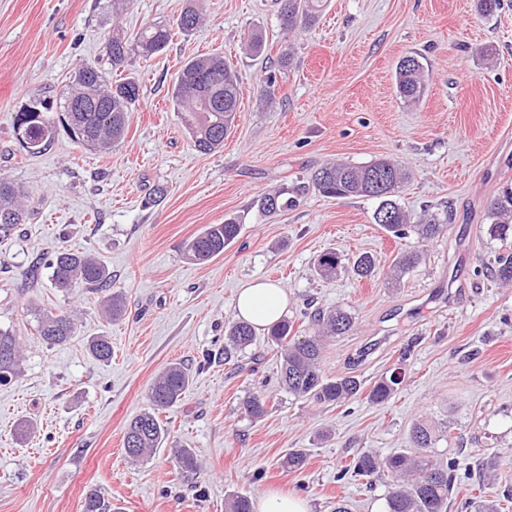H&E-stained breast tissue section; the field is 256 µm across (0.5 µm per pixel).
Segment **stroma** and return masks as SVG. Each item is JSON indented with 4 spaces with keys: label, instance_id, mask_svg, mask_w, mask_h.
Masks as SVG:
<instances>
[{
    "label": "stroma",
    "instance_id": "1",
    "mask_svg": "<svg viewBox=\"0 0 512 512\" xmlns=\"http://www.w3.org/2000/svg\"><path fill=\"white\" fill-rule=\"evenodd\" d=\"M185 2L132 0L116 21L108 0H0V176L22 187L30 212L0 242V329L23 350L19 374L0 384V512H83L92 490L114 512H224L229 495L268 489L306 499L311 512L341 500L350 512H383L385 477L341 484L336 473L363 452L411 447L417 422L433 430L435 456L457 462L450 512L485 499L512 512V285L485 276L512 251V238L489 237L486 220L488 201L512 188V0L487 16L478 0H325L311 29L288 35L277 0H200L191 35L134 62L140 102L119 144L102 153L62 135L25 152L13 128L23 105L69 91L113 28L175 26ZM254 28L268 43L259 58L244 49ZM208 53L237 70L241 108L223 148L202 154L170 94L185 59ZM407 55L428 76L416 105L396 90ZM379 158L408 171L405 209L450 216L405 274L394 273L400 245L374 224V200L312 189L285 213L251 209L326 162ZM243 212L222 255L186 259L205 225ZM60 248L106 265L122 318L107 319L88 286L55 288L48 263ZM330 250L371 254L375 276L318 275L314 261ZM254 280L287 290L286 318L300 333L313 330L310 309L350 312L351 330L326 342L325 376L352 373L368 388L400 367L394 397L335 407L289 395L262 329L225 361L236 295ZM40 310L73 315L72 339L47 347ZM96 335L109 337V361L88 354ZM172 361L187 366L190 384L159 415L162 448L132 460L125 427L149 409L150 385ZM254 394L268 399L258 419L243 407ZM180 444L196 453V475L180 472ZM292 450L307 455L297 472L282 465Z\"/></svg>",
    "mask_w": 512,
    "mask_h": 512
}]
</instances>
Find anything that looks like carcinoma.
Instances as JSON below:
<instances>
[{
  "label": "carcinoma",
  "instance_id": "cac0c4a2",
  "mask_svg": "<svg viewBox=\"0 0 512 512\" xmlns=\"http://www.w3.org/2000/svg\"><path fill=\"white\" fill-rule=\"evenodd\" d=\"M278 18L286 32L312 26L322 11V0H278ZM200 9L194 0L182 10L176 28L149 24L136 34L115 33L105 42L104 60L84 64L74 77V89L55 103L35 99L30 105L35 112L16 113L27 128L28 141L23 149L39 154L54 142L59 131L74 142L107 152L121 141L129 127L131 115L140 97L139 82L133 77L111 79L110 74L124 71L133 57L147 59L166 48L175 33L190 35L199 25ZM424 67L417 56L403 57L396 67V88L406 101L416 103L423 91ZM171 98L189 133L194 148L203 154L215 152L224 146V138L234 127L240 111L239 78L219 54L199 55L188 59L174 82ZM409 178L399 163L379 159L365 165L329 161L312 176L315 188L326 197H367L377 201L373 212L374 223L398 239L415 236L417 242L434 239L444 222L436 215L415 216L397 201L396 193ZM301 188L282 189L262 195L256 206L262 214L286 212L298 206ZM22 192L8 179L0 177V216L13 217L8 224L0 223V239L5 240L20 224L28 221L22 203ZM490 221L489 235L506 241L512 237V191L493 200L487 208ZM244 217L233 215L222 224H210L186 244L187 258L204 264L224 253V247L234 242L243 228ZM341 263L340 257L330 251L321 254L316 267L321 273H332ZM54 285L60 289L77 283L106 293L104 305L111 318L122 315L124 303L119 295L109 293V273L94 256L60 250L49 264ZM360 278L372 276L375 263L371 256L362 254L352 266ZM494 280L512 284V253L501 254L497 265L490 270ZM322 330L317 335L298 336L293 325L283 319L268 328V336L281 348L278 380L289 394L310 399L318 404L340 406L362 392V383L355 375L327 378L321 370L324 338L347 333L352 316L343 309L320 313ZM38 333L49 346L67 343L74 336L73 319L68 314L40 313ZM255 327L245 321L233 323L227 330L224 358L252 344ZM90 354L99 361L112 356V344L106 336H95L89 342ZM21 361L19 342L13 334L0 331V383L17 374ZM190 374L179 363L169 364L153 382L149 390L152 410L132 419L124 433V449L128 456L140 458L161 447L166 429L159 420V412L172 407L188 388ZM400 379L395 375L381 378L371 388L368 399L381 405L388 402ZM267 399L252 396L245 401L246 413L258 419L266 412ZM415 447L394 451L384 457L364 452L341 469L336 480L347 477L372 476L383 472L391 480V490L385 497L386 512H448L455 481V465L438 462L429 454L434 444L431 431L421 425L413 427ZM179 468L191 473L199 468L194 451L180 448L176 451ZM84 512H112V503L99 492L91 491L85 497Z\"/></svg>",
  "mask_w": 512,
  "mask_h": 512
}]
</instances>
